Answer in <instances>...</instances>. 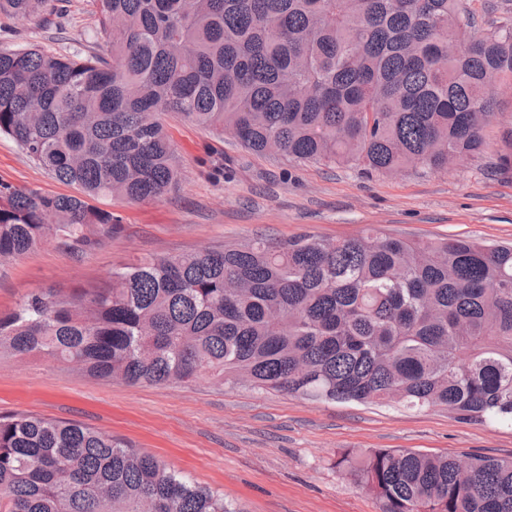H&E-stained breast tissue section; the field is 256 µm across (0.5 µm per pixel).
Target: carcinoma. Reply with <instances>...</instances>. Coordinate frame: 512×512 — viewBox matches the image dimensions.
<instances>
[{
	"label": "carcinoma",
	"mask_w": 512,
	"mask_h": 512,
	"mask_svg": "<svg viewBox=\"0 0 512 512\" xmlns=\"http://www.w3.org/2000/svg\"><path fill=\"white\" fill-rule=\"evenodd\" d=\"M56 0H0L33 23ZM104 53L0 48V135L82 195L0 182V259L50 236L89 243L180 182L162 117L243 149L380 174L441 173L483 152L512 83V17L463 0H92ZM512 166V126L499 139ZM37 356L129 384L209 372L308 399L444 408L512 424V244L367 230L162 255L103 286L0 315V358ZM336 465L381 512H512V458L378 448ZM0 512H238L86 424L0 418ZM468 2L471 4L478 25L484 28H487L492 20L500 22L512 16V0H469Z\"/></svg>",
	"instance_id": "carcinoma-1"
}]
</instances>
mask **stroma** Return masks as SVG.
<instances>
[{"label":"stroma","mask_w":512,"mask_h":512,"mask_svg":"<svg viewBox=\"0 0 512 512\" xmlns=\"http://www.w3.org/2000/svg\"><path fill=\"white\" fill-rule=\"evenodd\" d=\"M94 27L90 0H70L67 17L48 26L0 22V44L84 55ZM165 124L180 161L178 189L141 203L102 200L120 216L121 233L80 247L51 238L0 264V314L32 293L105 283L113 269L151 256L258 235L284 241L311 233L333 240L376 229L424 241H512V169L501 168L495 146L499 128L512 125L510 111L493 118L481 154L438 174L413 168L380 175L290 162L255 155L232 137L216 139L176 116ZM219 164L220 177L214 174ZM0 181L56 195L79 192L53 179L6 136H0ZM17 413L98 428L218 490L239 512H381L379 501L337 468L345 450L512 456L511 424L466 423L442 408L308 400L241 381L222 383L207 373L189 385H129L5 358L0 416Z\"/></svg>","instance_id":"stroma-1"}]
</instances>
